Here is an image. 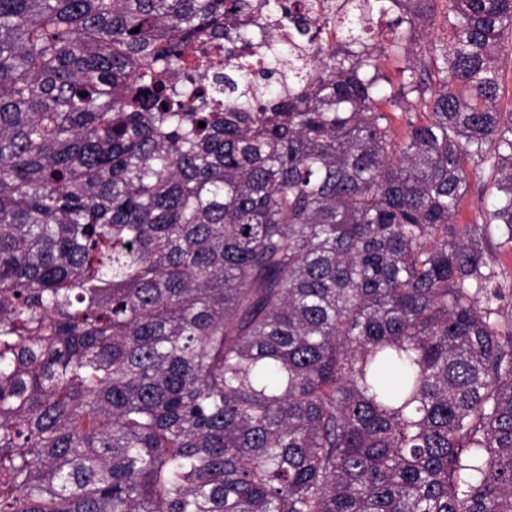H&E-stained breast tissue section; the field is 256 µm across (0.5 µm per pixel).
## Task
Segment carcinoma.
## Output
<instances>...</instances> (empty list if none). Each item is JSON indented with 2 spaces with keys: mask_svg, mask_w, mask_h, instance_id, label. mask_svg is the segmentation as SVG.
<instances>
[{
  "mask_svg": "<svg viewBox=\"0 0 512 512\" xmlns=\"http://www.w3.org/2000/svg\"><path fill=\"white\" fill-rule=\"evenodd\" d=\"M343 2L0 0V512H512V0ZM478 182L479 181H473L471 190L463 201L461 212L462 224L473 219L478 211L489 201L488 195L490 189L485 190L487 188V185H485L484 190L481 191L480 187L478 189L477 184H480ZM491 236L487 243V252L492 265L496 271L502 273L499 277L503 288L506 289L508 299V291L512 289V245L501 244L504 241L501 232L496 229V225L491 226Z\"/></svg>",
  "mask_w": 512,
  "mask_h": 512,
  "instance_id": "carcinoma-1",
  "label": "carcinoma"
}]
</instances>
